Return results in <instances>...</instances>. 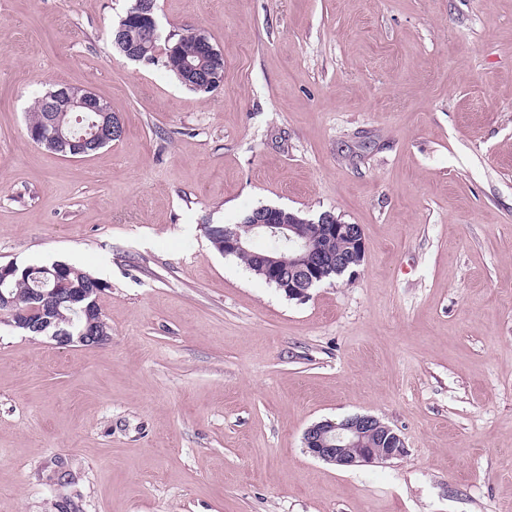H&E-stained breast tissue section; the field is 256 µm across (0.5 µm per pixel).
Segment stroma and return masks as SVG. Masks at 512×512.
I'll use <instances>...</instances> for the list:
<instances>
[{
	"label": "stroma",
	"mask_w": 512,
	"mask_h": 512,
	"mask_svg": "<svg viewBox=\"0 0 512 512\" xmlns=\"http://www.w3.org/2000/svg\"><path fill=\"white\" fill-rule=\"evenodd\" d=\"M0 0V264L104 280L112 338L0 323V512H512V0ZM198 31L209 92L163 65ZM88 89L123 134L73 159L27 114ZM270 206L360 225L356 276L288 298L204 227ZM371 414L407 453L340 469L312 423ZM149 0H143V1H137L132 0L130 7L127 9L126 13L122 20L120 25L118 26L116 30V41L123 45L125 50V55L131 59L138 60L142 56V60H153L154 52L157 46V42L159 38H154L148 34L140 35V42H141V56L138 53V43L135 40V34L138 33L141 29L139 27L140 25H146L151 29V32L154 33V35H157V20L155 15H153V12L155 10V1L154 2H146ZM135 9L130 10L134 4ZM154 6V10H153ZM128 12V14H127ZM118 23V24H119Z\"/></svg>",
	"instance_id": "1"
}]
</instances>
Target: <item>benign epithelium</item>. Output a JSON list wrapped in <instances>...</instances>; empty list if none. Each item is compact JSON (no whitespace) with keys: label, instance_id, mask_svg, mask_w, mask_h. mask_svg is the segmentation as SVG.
<instances>
[{"label":"benign epithelium","instance_id":"obj_1","mask_svg":"<svg viewBox=\"0 0 512 512\" xmlns=\"http://www.w3.org/2000/svg\"><path fill=\"white\" fill-rule=\"evenodd\" d=\"M154 3L139 0L135 9L128 12L116 30V41L123 45L125 55L140 59L135 34L141 25L157 33V20L153 15ZM198 45L195 59L190 61L179 52L177 46L168 48V67L175 69L183 81L202 91L218 87L224 79V56L209 39L195 34ZM44 111L50 113L46 130L33 133V137L52 143L63 150V156L86 158L93 150L117 137L122 130L118 115L95 93L85 90L77 92L63 85L45 98ZM90 112L95 116L92 135L71 139L63 128L61 113ZM252 236H270L282 241L277 251L256 253L251 249V236H243L235 226L229 224L212 228L205 226V232L212 230L224 235V254L248 253L255 257V271L267 283L288 290V297L304 299L309 291L331 280V275L357 274L361 258L366 250L362 230L357 224H346L330 212H323L312 220H300L290 212L276 207H260L251 217ZM342 237L348 241V252L336 255L320 251L319 242L325 238ZM57 290L38 289L34 292L40 304L34 306V313L41 316V322L17 318L10 326L22 327L34 333H43L51 324L48 314L57 307ZM110 340L107 332H99L92 325L87 327L79 341L95 346ZM306 452L311 456L341 469L379 464L398 459L406 454L405 442L401 435L380 419L369 414H355L339 422L322 420L309 426L303 435Z\"/></svg>","mask_w":512,"mask_h":512}]
</instances>
